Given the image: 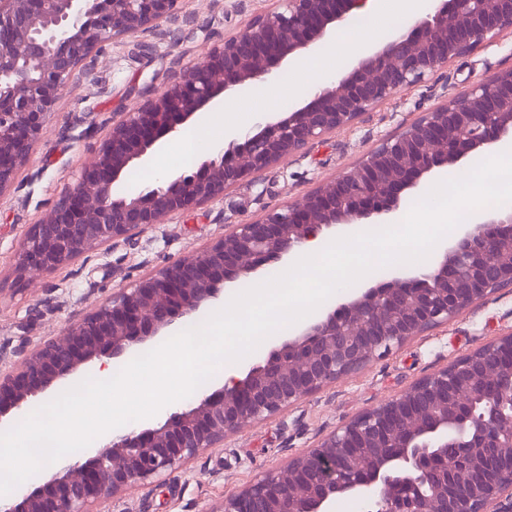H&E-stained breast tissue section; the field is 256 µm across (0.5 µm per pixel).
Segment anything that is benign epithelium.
<instances>
[{
    "label": "benign epithelium",
    "instance_id": "1",
    "mask_svg": "<svg viewBox=\"0 0 512 512\" xmlns=\"http://www.w3.org/2000/svg\"><path fill=\"white\" fill-rule=\"evenodd\" d=\"M433 12L370 48L341 78L254 135L234 136L193 170L119 195L134 165L195 115L284 73L365 13L368 0H277L165 89L112 123L77 184L22 242L21 274L41 275L109 242L224 196L245 178L314 148L399 90L486 39L512 33V0H434ZM178 0H0V193L103 46L178 21ZM512 140V69L480 82L385 140L301 202L234 224L71 323L64 336L0 376V423L74 378L81 366L132 356L214 307L224 286L289 258L338 225L385 224L424 182ZM512 288V212H489L423 269H403L288 335L243 377L201 392L157 427L133 428L66 455L37 482L0 496V512H94L173 472L224 438ZM350 497L363 512H512V331L368 408L302 454L226 497L214 512H330Z\"/></svg>",
    "mask_w": 512,
    "mask_h": 512
}]
</instances>
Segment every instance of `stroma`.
Instances as JSON below:
<instances>
[{"mask_svg": "<svg viewBox=\"0 0 512 512\" xmlns=\"http://www.w3.org/2000/svg\"><path fill=\"white\" fill-rule=\"evenodd\" d=\"M274 0H179V13L198 24L178 39L155 28L106 44L93 74L59 98L55 112L14 184L0 193V372L16 368L18 351H32L62 335L80 314L144 277L201 251L227 226L257 220L296 203L356 166L386 139L474 84L512 69V34L485 40L422 83L400 90L362 119L225 191L223 197L172 216L139 238L91 249L56 270L18 275L19 246L78 181L92 148L113 121L162 91L173 58L191 65L226 36L263 15ZM322 78L297 88L286 73L263 93L245 91L246 110L277 116L309 99ZM512 331V288H501L462 310L447 324L412 337L402 349L330 384L276 417L228 436L223 447L201 452L182 468L114 502V512H215L224 498L285 463L361 411L401 394L414 382Z\"/></svg>", "mask_w": 512, "mask_h": 512, "instance_id": "1", "label": "stroma"}]
</instances>
